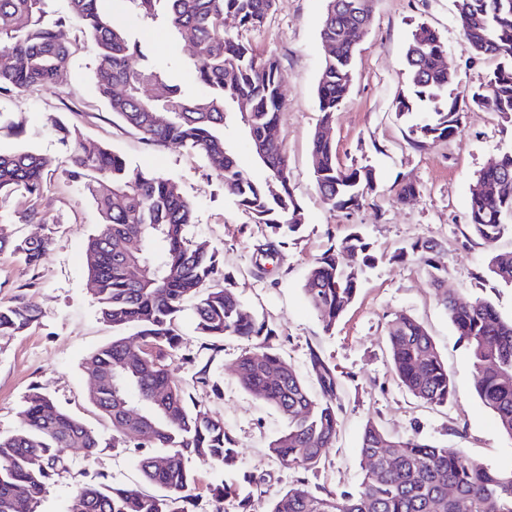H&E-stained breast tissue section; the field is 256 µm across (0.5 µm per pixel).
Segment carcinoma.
Segmentation results:
<instances>
[{"label": "carcinoma", "instance_id": "cac0c4a2", "mask_svg": "<svg viewBox=\"0 0 512 512\" xmlns=\"http://www.w3.org/2000/svg\"><path fill=\"white\" fill-rule=\"evenodd\" d=\"M48 2L0 0V94L53 84L71 58L64 28L71 21L79 23L95 44V87L112 114L148 146L180 144L214 163L224 193L254 223L270 229L254 245V265L264 272L277 266L287 240L306 223L290 188L284 146L269 135L279 122L284 75L274 58L226 34L230 24L243 30L262 26L276 0H126L143 26H164L192 46V63L204 88L200 96L171 83L129 31L102 12L101 0H67L68 15L54 19L49 18ZM371 2L326 0L319 30L325 60L311 158L316 188L334 211L360 207L376 183L372 167L345 168L338 162L330 136L353 81L358 44L348 33L354 25L368 29ZM457 11L472 49L500 63L466 96L451 98L448 72L442 68L445 42L425 24L412 31L404 52L410 91L397 96L395 110L401 116L418 115L409 127L417 148L453 137L462 103L512 118V0H457ZM148 86L154 89L151 95L145 94ZM233 112L241 114L252 151L266 169L262 180L240 167L224 138ZM63 138L69 145L68 173L82 181L101 216L100 229L87 247L88 277L101 316L112 329H134L139 338L131 347L127 338L114 336L88 357L86 367L103 377L89 399L112 424V443L160 449L141 460L142 475L156 493L88 483L73 497L69 512H187L197 482L189 460L236 470V440L224 421L198 405L170 369L179 351L177 319L189 298L197 299L195 330L210 345L229 336L259 341L258 350L241 354L233 372L243 388L263 398L285 421L269 451L290 467L318 469L340 425L335 369L310 351L309 369L321 391L315 398L299 372L266 346L275 330L246 315L229 278L221 288L213 285L221 268L219 251L188 239L193 208L174 180L133 168L119 154L69 130ZM49 165L47 157L33 151L1 152L0 202L17 194L37 201ZM476 182L493 192L472 194L468 226L492 248L491 276L512 287V250L495 248L504 235H512V153L490 157ZM24 221L37 225L36 231L19 239L0 235V251L8 250L36 269L51 250L52 231L41 226L33 205ZM133 241L140 242V250H130ZM411 250L420 254L433 284L439 285V268L430 257L434 244L416 242ZM340 251L356 253L365 267L376 260L370 243L354 234L339 248L329 247L310 267L305 293L327 330L336 326L360 286L359 271L340 265ZM438 301L471 351L477 394L512 439V320L502 319L485 299L463 302L446 288ZM37 317L24 303L0 304V339L24 333ZM387 342L401 385L430 405L447 404L452 394L448 373L425 327L401 314L391 321ZM128 408L138 410L140 417L128 418ZM22 416L20 430L0 436V512H36L51 476L64 469L59 449L89 458L102 447L94 430L37 388L27 396ZM360 455L363 478L355 491L313 490L300 480L278 494L268 512H512V470L478 466L459 450L413 434L390 436L369 422Z\"/></svg>", "mask_w": 512, "mask_h": 512}]
</instances>
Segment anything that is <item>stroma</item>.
I'll return each instance as SVG.
<instances>
[{
	"label": "stroma",
	"instance_id": "1",
	"mask_svg": "<svg viewBox=\"0 0 512 512\" xmlns=\"http://www.w3.org/2000/svg\"><path fill=\"white\" fill-rule=\"evenodd\" d=\"M101 7L141 40L144 53L167 67L183 91L200 93L188 64L192 49L187 43L166 28H144L124 0H103ZM325 10L326 0H277L263 27L240 34L259 53L274 57L284 75L278 135L288 153L291 186L306 215L305 228L289 241L279 271L267 277L257 272L253 259L254 246L267 235V227L253 223L225 195L214 165L198 152L178 144L148 148L113 116L93 82L95 47L78 23L67 29L73 54L54 85L0 96V151L32 150L52 161L35 206L45 227L55 231L52 249L38 269H29L11 252H0V303L19 299L40 314L26 332L0 341V434L21 428L25 399L36 387L105 443L89 459L61 449L65 467L49 483L37 512H68L76 489L101 477L115 486L153 490L140 471L141 450L111 447L112 425L88 399L89 375L83 363L111 342L113 330L99 313L85 265L88 241L100 227L99 213L81 184L66 174V147L57 131L61 125L119 153L131 167L176 181L195 211L188 237L218 249L235 293L253 315L275 328L271 347L304 376L309 373L308 354L317 350L338 376L343 411L335 444L317 470L283 465L268 448L285 427L282 417L244 390L232 372L252 342L229 337L218 349H205L192 310H185L180 351L195 361H175L174 374L196 402L223 420L238 451L234 474L218 464L191 462L199 478L194 512H240L237 500L211 493L212 487L233 482L239 473L261 482L248 512H268L272 499L301 478L313 488L356 490L362 478L361 435L369 421L391 434H413L462 450L480 466L512 468V439L501 433L494 413L478 397L471 353L438 303L425 265L415 256L401 262L393 258L414 241L435 243L434 258L450 293L463 301L488 298L503 318H512V288L487 275L490 251L467 225L470 186L489 157L512 152V120L467 108L457 135L416 148L409 139L411 118L398 116L394 106L395 97L407 87L403 55L418 24H429L444 37L445 60L456 74L455 95L484 81L497 62L478 57L470 48L456 21V0H374L371 25L355 56L353 84L336 115L334 140L340 163L372 166L377 183L362 207L334 211L320 197L311 167ZM403 181L413 182L418 190L412 203L397 199ZM354 232L362 234L380 260L365 270L356 299L328 332L307 302L303 284L323 252ZM400 312L422 323L436 344L453 386L448 405L417 400L395 377L387 327ZM203 362L210 367L212 383L207 387L192 381Z\"/></svg>",
	"mask_w": 512,
	"mask_h": 512
}]
</instances>
